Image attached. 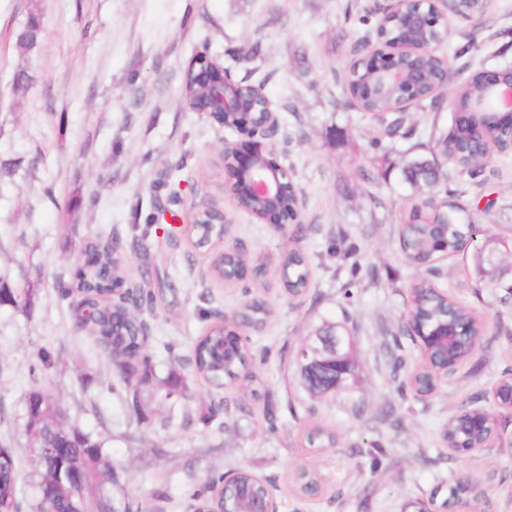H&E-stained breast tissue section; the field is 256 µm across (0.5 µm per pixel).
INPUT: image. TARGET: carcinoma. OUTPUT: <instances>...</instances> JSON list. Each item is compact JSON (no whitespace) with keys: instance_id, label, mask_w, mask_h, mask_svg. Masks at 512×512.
<instances>
[{"instance_id":"carcinoma-1","label":"carcinoma","mask_w":512,"mask_h":512,"mask_svg":"<svg viewBox=\"0 0 512 512\" xmlns=\"http://www.w3.org/2000/svg\"><path fill=\"white\" fill-rule=\"evenodd\" d=\"M15 48L28 54L37 47L26 28L15 34ZM443 57L429 58L421 63L426 80L418 93L417 103L430 111H439L444 104L443 92L438 75L442 69ZM352 85L362 90L354 98L355 104L365 112H371L380 122H385L388 114L386 101L364 93L370 78L359 69L349 74ZM485 86L478 76L471 77L453 90L452 102L460 110H468L472 103L483 96ZM471 122L480 126L491 144H500L506 137L497 128V119L487 112L471 113ZM451 161L457 172L476 184H481L486 169L485 153L476 149L471 137L464 129L452 133L439 132L432 139L430 156L417 155L406 160L401 169L402 181L407 190V198L420 202L413 207L408 221L401 231V247L408 262L418 266L421 262L438 253L456 252L463 239L473 240V249L478 267L492 283H499L496 269L499 257L488 261L482 256L483 230L476 224L472 215L458 203V195L445 192L439 195L438 186L445 173L438 157ZM138 242H133L130 254H122L120 244L110 238L94 237L85 242L87 256L85 266L79 271L76 281L60 282L58 296L74 304L78 326L86 329L96 339L102 351L111 359L119 372V377L131 397V406L138 420L148 418L142 394L170 400L185 395L188 378L201 379L211 386L230 385L238 380V372L250 358L240 342L236 329L214 326L201 336L192 349L186 366L189 374L177 369L181 360H174L166 375L158 372V367L145 351L148 336L139 318L142 305L152 301L153 292L149 285L138 286L133 293L126 292L127 266L137 254ZM282 275L291 295H300L309 286V268L306 257L299 251L285 253ZM33 289L4 292L0 287V303L29 305ZM412 300L418 309L417 332L430 333L454 321L456 327L467 330L477 317L467 307L445 301V298L429 290H415ZM404 346L398 339L385 345L387 359L392 371L405 364ZM471 353L468 336L462 334L454 344L446 349H435L429 353V361L419 369L421 382L425 383L431 373L451 369L464 361ZM300 379L304 387L314 396L334 392L332 380L325 370L317 365L301 367ZM25 409L28 420V442H34L45 449L41 457L33 458L30 480L40 500H48L51 512H109L110 504L102 497L101 491L112 488V497L122 503L127 494L117 478V470L108 459L105 442L91 432L79 431L80 439L70 449L69 468L82 476L79 486H62L58 481V461L55 448L58 442L69 435L65 409L44 391L31 389L25 395ZM446 443L457 449H467L478 442L480 435L473 431L464 412L451 418L443 431ZM312 448H324L336 444V438L321 429H314L307 435ZM245 485L255 492H261L257 476L241 468L232 483L218 496L221 482L207 480L199 492L194 494L195 512H214L222 507L225 512H250L251 499L241 495L237 486ZM18 482L15 455L0 458V509L4 512H17Z\"/></svg>"}]
</instances>
